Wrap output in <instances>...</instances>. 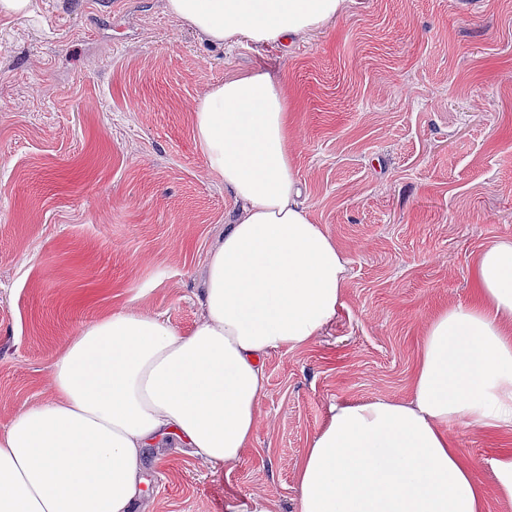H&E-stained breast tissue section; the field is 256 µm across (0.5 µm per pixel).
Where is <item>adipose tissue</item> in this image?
Returning <instances> with one entry per match:
<instances>
[{"label": "adipose tissue", "mask_w": 512, "mask_h": 512, "mask_svg": "<svg viewBox=\"0 0 512 512\" xmlns=\"http://www.w3.org/2000/svg\"><path fill=\"white\" fill-rule=\"evenodd\" d=\"M345 0H165L218 46L291 44ZM288 92L257 70L206 91L195 139L238 204L211 250L190 330L120 310L77 329L51 396L0 430V512H131L144 449L171 440L232 465L251 447L265 359L305 348L334 319L347 260L313 223L294 173ZM476 297L428 323L407 401L338 402L297 471L296 512H490L450 424L512 433V239L480 254Z\"/></svg>", "instance_id": "adipose-tissue-1"}]
</instances>
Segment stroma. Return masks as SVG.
I'll return each mask as SVG.
<instances>
[{"mask_svg":"<svg viewBox=\"0 0 512 512\" xmlns=\"http://www.w3.org/2000/svg\"><path fill=\"white\" fill-rule=\"evenodd\" d=\"M262 69L291 96L303 198L348 261L336 317L272 352L251 448L210 467L150 448L133 512H296V473L332 403L407 400L423 331L468 304L481 251L512 238V0H348L289 47L223 48L164 0H38L0 16V430L45 399L57 352L116 309L199 319L234 209L195 140L214 84ZM448 434L487 493L512 436Z\"/></svg>","mask_w":512,"mask_h":512,"instance_id":"35a3bbf8","label":"stroma"}]
</instances>
